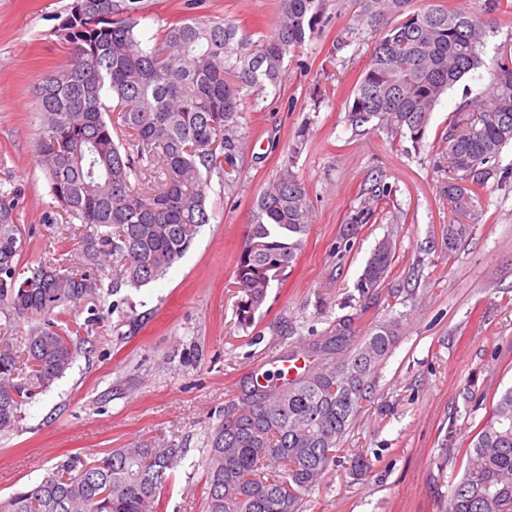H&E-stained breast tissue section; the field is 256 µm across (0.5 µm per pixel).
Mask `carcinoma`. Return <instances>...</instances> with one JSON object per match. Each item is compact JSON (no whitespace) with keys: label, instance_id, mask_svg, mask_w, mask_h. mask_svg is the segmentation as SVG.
<instances>
[{"label":"carcinoma","instance_id":"1","mask_svg":"<svg viewBox=\"0 0 512 512\" xmlns=\"http://www.w3.org/2000/svg\"><path fill=\"white\" fill-rule=\"evenodd\" d=\"M324 0H279L270 35L233 19L186 18L151 31L143 0H73L66 30L71 59L34 87L43 135L38 157L66 222L82 228V249L62 267L27 268L30 290L12 282L21 268L15 222L21 189L0 183V431L22 419L27 400L70 369L72 329L55 322L61 306L90 300L112 258V287L147 286L164 276L210 223L206 186L224 174L236 148L242 92L257 98L281 81L286 57L326 24ZM357 22L376 32L370 60L348 104L355 127L376 123L392 141L422 143L441 96L483 68L484 103L458 108L441 138L448 159V203L474 206L497 175L494 161L512 143V56L482 57L480 21L460 10L412 0H362ZM303 140L254 202L234 270L236 315L248 326L276 277L293 266L310 232L312 210L293 172ZM383 177L348 218V232L375 218L389 195ZM472 232L448 225V252ZM396 254L390 237L372 249L357 282L379 294ZM27 319L23 336L14 322ZM336 319L308 344L317 362L288 378L272 375L224 408L202 464L204 512H300L304 496L339 462L340 443L372 393L397 340L399 320L370 325ZM467 464L449 489V512H512V389L502 393L463 449ZM180 448H114L92 462L75 456L37 483L0 499V512H164L159 490Z\"/></svg>","mask_w":512,"mask_h":512}]
</instances>
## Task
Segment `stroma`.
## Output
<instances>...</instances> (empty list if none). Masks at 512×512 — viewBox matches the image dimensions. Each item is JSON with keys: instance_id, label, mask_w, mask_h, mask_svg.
<instances>
[{"instance_id": "obj_1", "label": "stroma", "mask_w": 512, "mask_h": 512, "mask_svg": "<svg viewBox=\"0 0 512 512\" xmlns=\"http://www.w3.org/2000/svg\"><path fill=\"white\" fill-rule=\"evenodd\" d=\"M71 2L0 0V182L22 188L16 214L26 266L61 263L81 245L39 164L33 97L35 83L69 60ZM440 3L483 22L485 58L512 44L511 11L491 9V0ZM277 6L200 0L190 11L186 0H151L150 24L226 18L266 33ZM360 9V0H325L327 25L286 59L278 87L246 103L234 169L210 178L211 220L185 256L140 289L113 288L104 273L92 299L103 321L82 332L66 374L23 405L18 429L0 433V498L72 456L172 445L184 456L161 489L166 512H202V457L225 404L348 314L371 250L390 235L397 252L382 285L390 298L371 305L363 321L399 319L398 338L344 441L371 469L358 477L348 465L333 467L306 495L303 512H448L449 489L466 464L461 447L493 398L512 387V181L488 182L479 220L448 205V162L435 145L456 109L480 96L484 70L448 90L420 147L350 125L348 100L375 41L356 22ZM300 135L293 170L310 198L311 229L243 330L232 286L238 247L255 200ZM376 175L391 186L390 199L376 223L344 240L348 213ZM457 223L471 224L472 233L452 254L446 237Z\"/></svg>"}]
</instances>
